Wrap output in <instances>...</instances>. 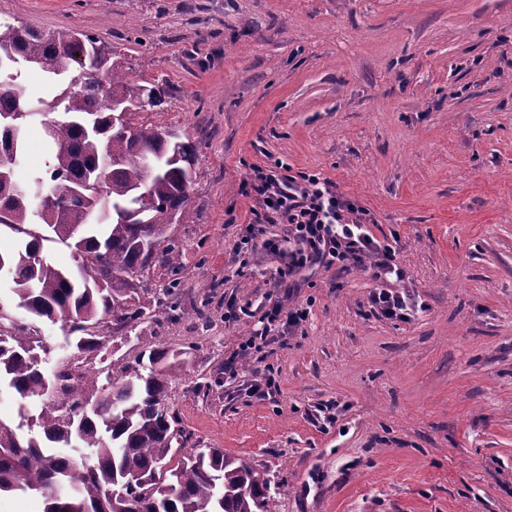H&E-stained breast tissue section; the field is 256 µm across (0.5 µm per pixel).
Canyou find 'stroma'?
<instances>
[{
	"label": "stroma",
	"mask_w": 512,
	"mask_h": 512,
	"mask_svg": "<svg viewBox=\"0 0 512 512\" xmlns=\"http://www.w3.org/2000/svg\"><path fill=\"white\" fill-rule=\"evenodd\" d=\"M0 22L112 46L170 89L135 121L198 146L182 314L146 332L186 353L171 403L202 445L264 471L275 512H512V0H0ZM277 161L397 240L414 310L387 319L370 273L317 270L302 328L202 397L260 327L275 265L232 257L242 186ZM250 397L256 398L258 401L270 399L279 390V384L273 374V367L268 366L262 374L260 380H255L251 386Z\"/></svg>",
	"instance_id": "obj_1"
}]
</instances>
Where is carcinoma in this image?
Masks as SVG:
<instances>
[{
  "label": "carcinoma",
  "mask_w": 512,
  "mask_h": 512,
  "mask_svg": "<svg viewBox=\"0 0 512 512\" xmlns=\"http://www.w3.org/2000/svg\"><path fill=\"white\" fill-rule=\"evenodd\" d=\"M80 68L47 104L30 110L20 67L62 76ZM166 90L129 80L112 47L89 34L0 24V228L19 239L0 253L12 299L0 300V387L20 401V421L0 417V497L32 493L44 512H271L265 473L219 448H202L170 405L183 360L143 325L178 316L181 255L174 224L190 223L197 145L130 116L161 107ZM52 150L44 168L17 176L29 129ZM104 183L96 202L87 186ZM66 245L74 267L34 254ZM167 275L150 290L155 271ZM153 292L154 308L142 301ZM61 324L67 351L47 372L42 327ZM135 338L129 358L105 363V338ZM107 384L98 385L100 375ZM40 405L28 419L26 403Z\"/></svg>",
  "instance_id": "obj_1"
}]
</instances>
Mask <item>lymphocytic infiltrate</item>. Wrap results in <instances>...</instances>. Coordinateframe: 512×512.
<instances>
[{"label":"lymphocytic infiltrate","mask_w":512,"mask_h":512,"mask_svg":"<svg viewBox=\"0 0 512 512\" xmlns=\"http://www.w3.org/2000/svg\"><path fill=\"white\" fill-rule=\"evenodd\" d=\"M244 193L254 205L252 220L235 247L236 263L248 265L259 251L277 259L273 285L285 294L301 287L306 272L320 267L368 269L379 282L370 298L374 309L389 319L409 317L408 295L383 285L384 280L405 277L395 262L393 244L374 239L369 213L340 195L333 182L316 174L283 175L258 167ZM267 224L283 225L282 240L264 237ZM308 315L307 309L285 305L283 297L266 300L262 329L238 343L224 362L225 375L235 376L238 360L262 353L280 328L300 327Z\"/></svg>","instance_id":"1"}]
</instances>
